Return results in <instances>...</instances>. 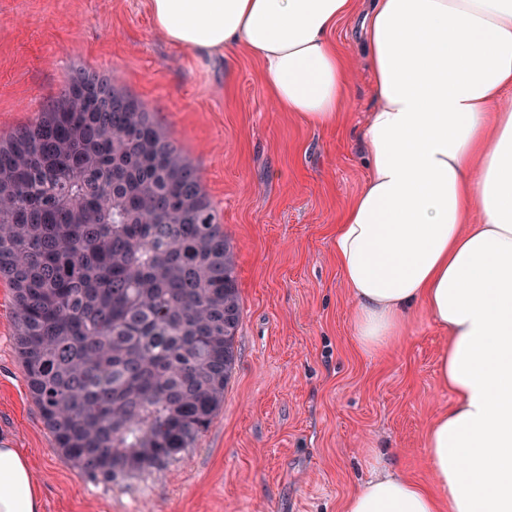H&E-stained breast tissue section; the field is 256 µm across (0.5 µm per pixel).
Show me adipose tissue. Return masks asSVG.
<instances>
[{"instance_id":"1","label":"adipose tissue","mask_w":512,"mask_h":512,"mask_svg":"<svg viewBox=\"0 0 512 512\" xmlns=\"http://www.w3.org/2000/svg\"><path fill=\"white\" fill-rule=\"evenodd\" d=\"M170 43L256 57L282 111L335 125L349 63L331 39L356 0H147ZM361 36L376 103L367 179L332 234L359 347L382 351L415 310L448 335L451 400L427 428L435 479L386 464L345 512H512V0H370ZM28 460L0 441V512H42Z\"/></svg>"}]
</instances>
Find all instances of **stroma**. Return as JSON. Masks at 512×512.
I'll list each match as a JSON object with an SVG mask.
<instances>
[{"instance_id":"stroma-1","label":"stroma","mask_w":512,"mask_h":512,"mask_svg":"<svg viewBox=\"0 0 512 512\" xmlns=\"http://www.w3.org/2000/svg\"><path fill=\"white\" fill-rule=\"evenodd\" d=\"M354 18L333 38L351 60L338 125L318 129L271 101L258 61H211L154 29L146 0H0V135L33 123L75 68L143 101L200 171L236 259L238 361L224 406L180 458L112 483L56 451L14 349L0 281V437L32 462L43 512H343L385 461L429 487L424 434L447 406L424 312L387 350H361L333 228L362 188L360 144L374 106Z\"/></svg>"}]
</instances>
